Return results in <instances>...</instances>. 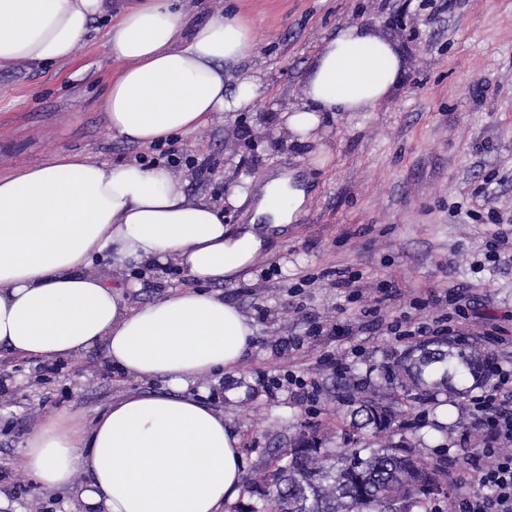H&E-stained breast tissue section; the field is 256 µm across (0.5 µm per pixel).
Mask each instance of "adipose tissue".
<instances>
[{
  "label": "adipose tissue",
  "mask_w": 512,
  "mask_h": 512,
  "mask_svg": "<svg viewBox=\"0 0 512 512\" xmlns=\"http://www.w3.org/2000/svg\"><path fill=\"white\" fill-rule=\"evenodd\" d=\"M109 0H0V69L71 57ZM251 27L216 14L188 27L172 0H133L112 22L105 48L120 67L103 101L113 136L148 147L189 136L216 112L253 106L260 77L224 75L251 53ZM403 71L390 40L359 25L326 41L300 105L281 124L315 138L333 112H370ZM305 191L269 176L255 210L292 223ZM254 225L224 222L213 204L188 200L162 165H109L58 153L0 175V347L30 359H73L95 347L125 376L165 381L166 393L112 401L91 423L46 416L24 440V467L43 491L88 482V512H223L240 493V439L190 384L237 368L255 327L208 288L236 281L265 249ZM100 259L162 273L175 260L190 286L131 305L122 284L92 272Z\"/></svg>",
  "instance_id": "obj_1"
}]
</instances>
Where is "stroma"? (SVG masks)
<instances>
[{
    "instance_id": "1",
    "label": "stroma",
    "mask_w": 512,
    "mask_h": 512,
    "mask_svg": "<svg viewBox=\"0 0 512 512\" xmlns=\"http://www.w3.org/2000/svg\"><path fill=\"white\" fill-rule=\"evenodd\" d=\"M191 2L193 22L224 12L251 27L255 41L246 65L268 87L259 102L268 120L261 128L252 110L214 113L196 134L172 142L179 155L208 162V180L199 183L184 165L174 176L184 181L188 199L222 207L228 224L250 223L269 173L293 176L306 192L292 223L264 225L270 246L245 278L215 289L257 325L236 370L205 383L209 404L238 433L244 459V488L224 512H250L259 503L250 485L269 474L300 428H316L323 447H335L355 377L380 383L382 366L415 346V339L389 336L386 321L407 314L430 323L453 315L449 287L467 289L495 328L493 335L471 336V343L497 346L503 367L512 368V266L484 257L491 234L512 238V0ZM365 19L405 60L385 103L326 119L313 140L277 127L275 115L301 102L318 47L343 25ZM109 25L94 20L67 60L0 70L1 175L39 166L56 152L111 165L141 154V146L112 137L102 108L119 69L103 48ZM243 184L247 196L229 202L231 188ZM339 268L360 274L368 297L380 298L381 323L363 317V302L348 289L328 286L324 272ZM97 269L133 283L129 296L136 304L190 283L173 264L163 281L107 260ZM304 275L315 283L292 294ZM265 277L271 286L259 289ZM414 298L424 301L423 309L411 308ZM319 324L325 335H313ZM0 357L9 359L12 375L10 393L0 395V468L20 457L41 417L68 413L88 422L112 399L165 388L159 380L123 377L100 348L66 360L45 383L36 379L35 361L2 349ZM342 358L344 371L336 365ZM289 370L318 384L316 400L288 388L272 397L264 392V381ZM478 393L470 378L408 407L405 434L415 454L443 463L446 473L464 474V455L481 447L483 435L476 420L462 429L449 418L464 415ZM37 499L43 512L81 508L77 489L44 492L27 478L0 480V512H30Z\"/></svg>"
}]
</instances>
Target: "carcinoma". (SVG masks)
Instances as JSON below:
<instances>
[{
	"label": "carcinoma",
	"instance_id": "1",
	"mask_svg": "<svg viewBox=\"0 0 512 512\" xmlns=\"http://www.w3.org/2000/svg\"><path fill=\"white\" fill-rule=\"evenodd\" d=\"M484 357L479 348L448 339L418 346L397 362L408 379L402 393L352 398L339 446L321 448L315 437L300 436L250 493L271 512H420L431 498L453 501L444 467L419 459L392 441L391 432L407 403L477 376Z\"/></svg>",
	"mask_w": 512,
	"mask_h": 512
}]
</instances>
